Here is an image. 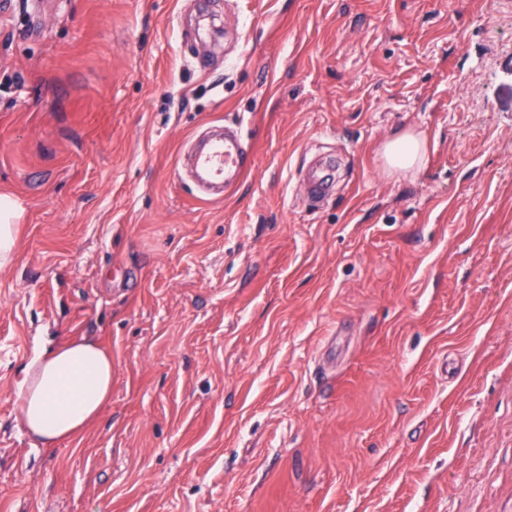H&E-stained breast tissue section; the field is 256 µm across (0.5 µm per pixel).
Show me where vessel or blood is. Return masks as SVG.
Here are the masks:
<instances>
[{
    "label": "vessel or blood",
    "instance_id": "1",
    "mask_svg": "<svg viewBox=\"0 0 512 512\" xmlns=\"http://www.w3.org/2000/svg\"><path fill=\"white\" fill-rule=\"evenodd\" d=\"M254 165L242 133L225 135L224 139L200 145L193 159L195 187L228 190L238 185L243 174Z\"/></svg>",
    "mask_w": 512,
    "mask_h": 512
}]
</instances>
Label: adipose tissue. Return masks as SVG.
<instances>
[{"mask_svg":"<svg viewBox=\"0 0 512 512\" xmlns=\"http://www.w3.org/2000/svg\"><path fill=\"white\" fill-rule=\"evenodd\" d=\"M387 169L403 175L419 171L426 158L424 140L405 132L382 147ZM21 206L0 196V268L10 265L18 247ZM112 394V354L96 341L55 346L43 342L28 363L17 396L19 418L28 434L50 448L79 438Z\"/></svg>","mask_w":512,"mask_h":512,"instance_id":"adipose-tissue-1","label":"adipose tissue"}]
</instances>
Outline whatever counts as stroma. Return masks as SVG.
Segmentation results:
<instances>
[{
    "label": "stroma",
    "instance_id": "1",
    "mask_svg": "<svg viewBox=\"0 0 512 512\" xmlns=\"http://www.w3.org/2000/svg\"><path fill=\"white\" fill-rule=\"evenodd\" d=\"M8 3L0 512H512V0ZM224 127L255 165L197 197ZM82 337L111 400L36 446L25 366ZM382 156L391 173L414 175L426 158L425 141L411 132L394 135L384 143ZM23 217L21 206L7 195L0 196V268L10 265L18 247V223Z\"/></svg>",
    "mask_w": 512,
    "mask_h": 512
}]
</instances>
